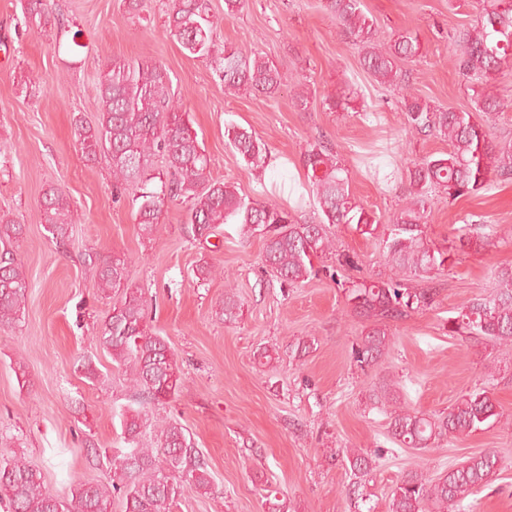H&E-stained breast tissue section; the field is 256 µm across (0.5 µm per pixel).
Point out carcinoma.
<instances>
[{"label": "carcinoma", "instance_id": "cac0c4a2", "mask_svg": "<svg viewBox=\"0 0 512 512\" xmlns=\"http://www.w3.org/2000/svg\"><path fill=\"white\" fill-rule=\"evenodd\" d=\"M325 9L361 49V66L375 81L403 87L406 73L400 64L419 55L417 37L393 36L384 44L375 40L374 22L362 0H325ZM27 22L43 28L51 22L49 0H25ZM167 27L181 47L195 58L210 63L228 91L275 94L283 83L281 71L264 57L228 46L219 40V19L210 13L207 0H167ZM457 67L471 91L473 111L433 107L421 97L406 93L402 106L408 131L448 142L445 157H427L407 168L409 181L405 202L382 226L375 213L358 205L351 196L348 170L337 153L322 141L303 155L309 191L320 209L319 221L301 224L295 213L278 203L247 202L235 184L218 181L210 173V161L192 133L189 113L171 97L168 70L155 62L130 64L114 60L106 65L98 83L100 114L93 124H78L77 142L90 160L103 155L112 168L113 189L132 193L136 221L152 238L160 230L168 204L187 205L184 231L194 239L207 237L224 224L240 225L245 238H263V264L284 285L317 276L314 260L333 253L327 226L352 224L369 236L387 230L383 254L397 273L421 279L450 264L451 251L433 248L426 234L428 192L458 198L483 188L488 175L512 179V142H495L472 119V112H502L508 107L499 93L486 89L490 75L512 61V0H485L482 12L470 28L459 32ZM228 142L247 165L261 168L267 158L264 142L245 128L224 131ZM164 160L161 186L147 187L154 179V161ZM42 225L47 237L63 244L77 213L61 189L49 187L41 202ZM23 227L0 216V323L13 324L22 316L30 288L26 272L12 248ZM494 232L474 239L457 235L455 249L472 241L482 246L493 242ZM102 291L118 295L96 336L117 369L125 376L139 408L123 417L124 442L128 448L112 455V480L79 482L71 497L63 499L44 486L39 469L24 459L0 455V501L8 512H112L122 501L123 512H172L187 482L207 494L213 477L204 453L195 447L184 427L174 418L148 421L143 410L164 405L181 391L185 375L165 339L148 325V301L139 288L128 286V259L121 254L90 257ZM500 290L476 299L449 321L448 332L468 330L500 345L512 344V267L497 270ZM431 288H409L400 279L364 280L352 285L351 309L367 322L363 336L352 349L360 367L377 362L391 342L389 323L434 302ZM241 303L234 292L224 294L222 315L232 321ZM373 400L391 405L389 432L403 447L429 448L444 435L469 433L492 418L500 417L486 393L463 396L448 412L426 416L397 404L393 388L385 384L373 392ZM350 470L360 479L371 469L372 459L361 452L346 454ZM498 455L482 452L432 478L411 470L393 490L389 512H425L429 505L457 509L462 501L486 486L496 474Z\"/></svg>", "mask_w": 512, "mask_h": 512}]
</instances>
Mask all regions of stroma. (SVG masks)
Here are the masks:
<instances>
[{
  "label": "stroma",
  "instance_id": "stroma-1",
  "mask_svg": "<svg viewBox=\"0 0 512 512\" xmlns=\"http://www.w3.org/2000/svg\"><path fill=\"white\" fill-rule=\"evenodd\" d=\"M167 0H50L58 27L24 23L23 0H0V211L24 227L15 250L31 288L22 318L0 326V453L36 465L47 489L70 497L77 481H103L110 466L102 449L123 447L121 409L130 392L96 336L113 298L96 285L89 255L118 253L129 260V280L150 300L149 323L182 362L185 383L149 417H172L204 452L212 493L184 485L173 512H388L391 493L409 470L436 476L469 456L491 450L501 460L495 480L468 496L461 512H512V346L482 336L450 335L448 320L493 293L495 272L512 266V180L450 199L434 196L426 234L450 246L460 227L472 236L494 230L492 246L469 248L432 282L434 304L390 325L391 343L373 366L360 368L352 348L364 321L343 288L360 276L395 271L378 239L349 226L329 234L338 252L359 262L280 285L265 272L259 237L242 240L227 224L205 240L183 230L186 206L173 202L159 238L141 235L130 196L114 197L107 158L88 160L75 141L78 121L94 122L96 85L106 62H159L211 162L213 177L235 183L240 195L276 200L312 222L302 156L326 139L343 159L354 200L388 221L408 183L412 162L447 153V142L407 132L402 94L366 74L360 49L324 8V0H247L225 20V43L258 52L287 76L272 96L228 92L215 71L186 52L166 23ZM380 36L410 33L421 53L406 63L414 94L437 107L471 106L455 66L456 31L469 26L481 0H363ZM311 91L307 109L294 105L297 84ZM346 94V106L328 109L326 97ZM255 132L266 144L264 168H248L224 137L228 124ZM388 173L374 178L369 165ZM64 190L78 208L64 245L51 242L41 223L48 186ZM212 276L199 284L195 272ZM337 277H329V270ZM242 303L232 322L217 312L227 286ZM311 341L306 353L299 342ZM269 350L272 358L261 361ZM93 361L99 380L86 378ZM25 368L28 386L18 383ZM390 382L402 403L424 414L447 411L462 396L484 391L499 420L423 452L394 442L386 415L371 404L374 385ZM355 448L372 459L353 495L344 454Z\"/></svg>",
  "mask_w": 512,
  "mask_h": 512
}]
</instances>
